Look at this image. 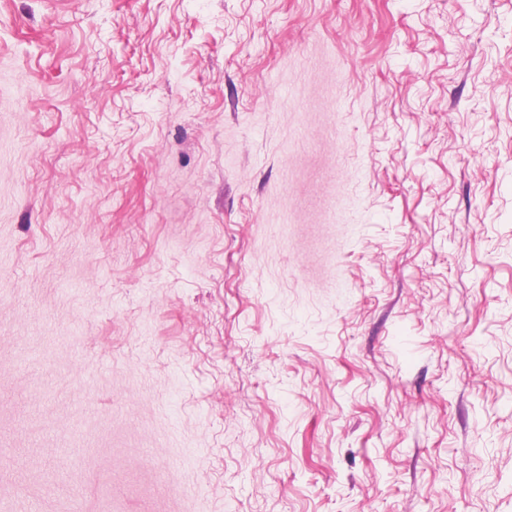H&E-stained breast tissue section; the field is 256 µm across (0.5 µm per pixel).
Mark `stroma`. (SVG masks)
I'll list each match as a JSON object with an SVG mask.
<instances>
[{"label": "stroma", "instance_id": "1", "mask_svg": "<svg viewBox=\"0 0 512 512\" xmlns=\"http://www.w3.org/2000/svg\"><path fill=\"white\" fill-rule=\"evenodd\" d=\"M0 512H512V0H0Z\"/></svg>", "mask_w": 512, "mask_h": 512}]
</instances>
